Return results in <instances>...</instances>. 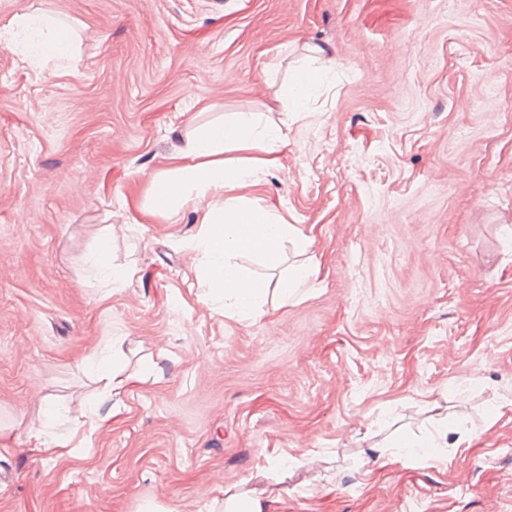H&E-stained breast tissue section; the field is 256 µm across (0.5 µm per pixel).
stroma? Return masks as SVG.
<instances>
[{
    "mask_svg": "<svg viewBox=\"0 0 512 512\" xmlns=\"http://www.w3.org/2000/svg\"><path fill=\"white\" fill-rule=\"evenodd\" d=\"M41 11L77 50L0 44V512H512V0H0V26ZM241 112L288 144L239 196L310 239L241 266H319L249 321L206 296L201 205L139 221ZM104 358L161 379L103 393ZM91 401L114 417L73 429ZM29 438L35 440V449L39 453L45 455L49 460H58L65 456L71 455L72 449L66 448V444L58 442H47L42 439V433L38 430L29 429ZM272 501L265 497H232L226 499V512H270Z\"/></svg>",
    "mask_w": 512,
    "mask_h": 512,
    "instance_id": "stroma-1",
    "label": "stroma"
}]
</instances>
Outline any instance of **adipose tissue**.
<instances>
[{"instance_id": "obj_1", "label": "adipose tissue", "mask_w": 512, "mask_h": 512, "mask_svg": "<svg viewBox=\"0 0 512 512\" xmlns=\"http://www.w3.org/2000/svg\"><path fill=\"white\" fill-rule=\"evenodd\" d=\"M0 31L8 36L32 34L28 56L40 65L74 54L70 30L49 14L16 16ZM287 139L282 128L254 113L207 123L187 139L171 168L153 177L147 191L149 213L168 219L187 203L204 202L197 244L203 277L210 296L223 301L224 313L230 317L250 319L256 298L271 289L284 299L295 296L318 272L314 266L299 268L269 283L245 276L234 262L236 256L247 254L278 265L282 241L300 234L296 226L281 223L272 210L227 194L228 189L246 184L256 169L275 165L277 151ZM228 151L241 152V159L229 163L224 158Z\"/></svg>"}]
</instances>
